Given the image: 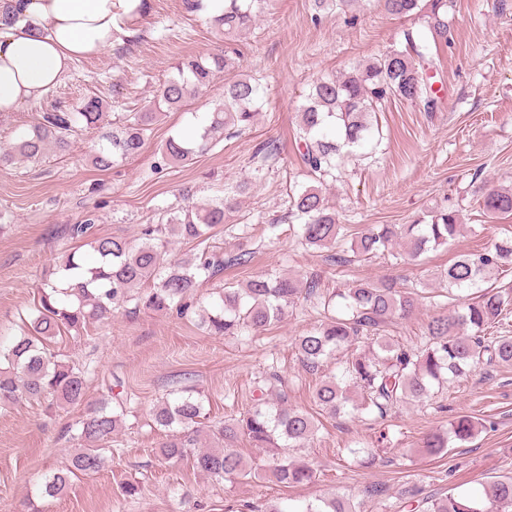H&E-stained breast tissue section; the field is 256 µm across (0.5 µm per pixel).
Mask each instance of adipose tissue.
I'll use <instances>...</instances> for the list:
<instances>
[{
	"mask_svg": "<svg viewBox=\"0 0 512 512\" xmlns=\"http://www.w3.org/2000/svg\"><path fill=\"white\" fill-rule=\"evenodd\" d=\"M0 115L41 101L72 64L136 33L147 0H0Z\"/></svg>",
	"mask_w": 512,
	"mask_h": 512,
	"instance_id": "1",
	"label": "adipose tissue"
}]
</instances>
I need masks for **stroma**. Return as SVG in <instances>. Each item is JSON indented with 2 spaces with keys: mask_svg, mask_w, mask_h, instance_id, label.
<instances>
[{
  "mask_svg": "<svg viewBox=\"0 0 512 512\" xmlns=\"http://www.w3.org/2000/svg\"><path fill=\"white\" fill-rule=\"evenodd\" d=\"M148 4L137 23L138 41H122L100 57L74 62L41 102L0 116V148L12 147L40 109L55 105L73 111L95 95L107 103L103 123L108 126L118 113L146 111L159 84L183 59L228 46L238 51L237 65L189 96L182 110L167 113L141 154L118 166L96 168L91 157L97 134L82 131L67 150L49 149L43 162L0 167V213L7 216L0 229V337L18 333L47 270L78 248L66 233L68 225L92 212L97 235L133 239L140 225L156 222L175 206L183 190L203 206L222 197L224 186L243 182L247 188L227 218L232 231L217 234L210 244L235 251L238 234L248 231L253 259L204 282L192 305L210 303L225 283L243 284L266 274L317 276L330 289L390 278L401 287H420L419 309L390 327L394 339L415 345L428 317L446 302L437 272L459 254L512 237V216L490 219L480 206L489 190L512 187V0H454L450 41L436 52L439 110L389 103L377 115L383 139L376 153L327 186L338 222L362 228L411 223L443 200L460 209L463 227L455 239L415 263L395 261L404 250L400 242L391 255L366 263H341L335 249L302 246L285 204L290 187L306 181L294 134L295 115L311 83L402 47L403 33L414 20L387 14L379 0H354L319 14L311 0H270L254 28L228 39L202 15L185 12L182 0ZM241 74L260 78L265 88L263 110L251 128L224 138L190 163L155 170L164 141L221 106L225 83ZM266 142L278 151L265 160L255 151ZM272 218L279 221L273 234L267 230ZM317 320L311 304L301 301L292 316L261 335L213 336L194 313L130 309L78 336H64L57 348L85 369L86 402L49 412L39 402L23 400L0 409V512H23L44 477L64 468L79 447L78 422L87 405L114 395L126 398L127 413L108 463L99 472L74 477L65 495L40 499L41 512H231L247 501H312L334 494L359 503L361 512H407L404 501L412 485L442 494L512 472V364L482 367L452 380L428 402L405 404L382 419H324L309 445L298 451L317 471L308 485L230 484L206 476L191 462L158 457L165 433L149 413L180 386L201 392L207 426L248 409L256 398L275 400L276 387L263 382L273 371L288 385L289 405L310 408L315 381L300 369L294 340ZM461 415L484 422V429L444 456L422 452L424 436L447 432ZM356 448L375 449V461L353 456ZM129 481L140 486L136 496L122 491Z\"/></svg>",
  "mask_w": 512,
  "mask_h": 512,
  "instance_id": "1",
  "label": "stroma"
}]
</instances>
